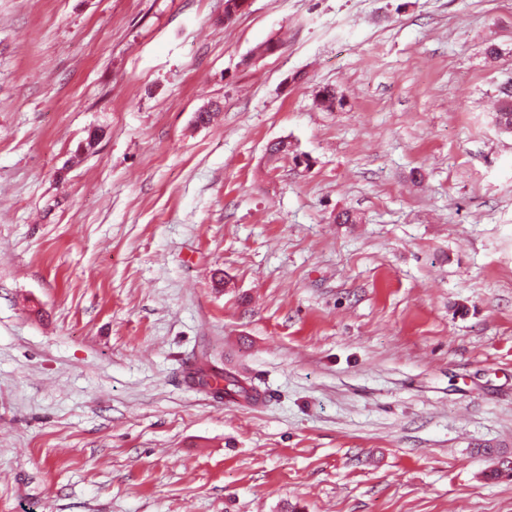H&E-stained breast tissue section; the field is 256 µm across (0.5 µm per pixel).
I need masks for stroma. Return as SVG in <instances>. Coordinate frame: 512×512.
I'll return each instance as SVG.
<instances>
[{
  "instance_id": "35a3bbf8",
  "label": "stroma",
  "mask_w": 512,
  "mask_h": 512,
  "mask_svg": "<svg viewBox=\"0 0 512 512\" xmlns=\"http://www.w3.org/2000/svg\"><path fill=\"white\" fill-rule=\"evenodd\" d=\"M511 81L512 0H0V512H512Z\"/></svg>"
}]
</instances>
